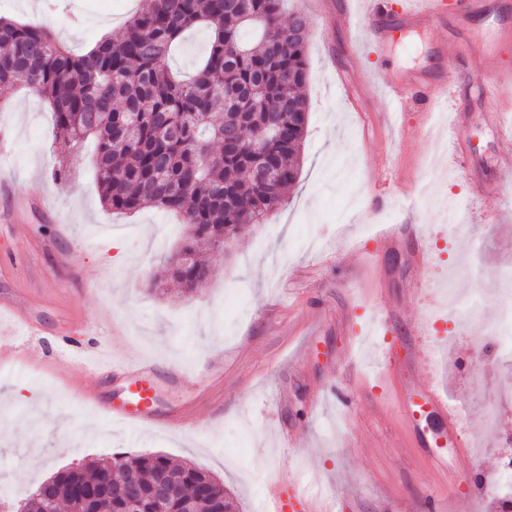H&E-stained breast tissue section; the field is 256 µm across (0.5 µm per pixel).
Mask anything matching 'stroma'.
Here are the masks:
<instances>
[{
  "mask_svg": "<svg viewBox=\"0 0 512 512\" xmlns=\"http://www.w3.org/2000/svg\"><path fill=\"white\" fill-rule=\"evenodd\" d=\"M139 0H0V14L36 20L55 29L73 50L94 44L104 31L125 32ZM72 17L57 26L59 14ZM449 31L433 26L415 42L398 39L396 65L434 68L436 42ZM311 101L298 182L266 223L227 245L199 251L213 268L205 287L182 292L166 272L184 242L179 217L147 207L118 214L99 199L94 146L71 149L72 170L53 180L57 162L52 111L44 99L0 89V298L13 300L40 328L22 338L35 348L27 363L0 366V485L31 491L58 469L115 454H162L193 462L214 474L236 500L238 512H257L267 484L298 479L318 492L324 512H421L427 497L441 512H488L489 495L446 483L410 445L393 393L426 376L457 413L467 443L457 453L440 435L437 418L423 425L433 451L449 471L482 467L497 477L500 450L512 438V371L477 350L463 333L435 334L430 320L444 293L463 302L480 293L479 318L498 314L496 294L512 272V182L493 178L496 157L512 151L487 121L492 94L512 95V55L497 73L471 60L462 89L469 121L455 146L435 152L437 123L453 103L431 105L435 123L413 140L400 131L365 143L357 115L341 99L336 76L352 84L382 74L365 27L311 20L308 39ZM484 179L481 196L469 183ZM414 224L420 246L365 234L368 225ZM122 241L125 262L114 259ZM383 269L387 288L375 297L371 283ZM393 322L384 337L367 340L375 309ZM349 327H340L341 317ZM111 342L117 358L174 366L182 385L157 381L159 412L211 392L198 413L211 421L201 431L159 425L132 428L72 392L96 384L79 367L56 363L69 337ZM485 373L470 382L472 367ZM499 406L494 431L479 427L484 403Z\"/></svg>",
  "mask_w": 512,
  "mask_h": 512,
  "instance_id": "stroma-1",
  "label": "stroma"
}]
</instances>
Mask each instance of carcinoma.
I'll use <instances>...</instances> for the list:
<instances>
[{
	"mask_svg": "<svg viewBox=\"0 0 512 512\" xmlns=\"http://www.w3.org/2000/svg\"><path fill=\"white\" fill-rule=\"evenodd\" d=\"M122 38L76 54L39 23L0 17V88L26 89L50 104L59 151L91 138L103 205L120 213L152 205L178 214L192 249L248 231L282 204L296 183L309 103L308 19L285 0H140ZM208 31L196 72L182 79L170 57L185 34ZM258 31L246 40L243 32ZM269 164L276 174L254 180ZM170 271L191 292L211 277L199 262ZM169 485L164 504L160 481ZM117 481L138 490L136 512H234L224 482L165 455H117L58 470L23 498L26 512H127Z\"/></svg>",
	"mask_w": 512,
	"mask_h": 512,
	"instance_id": "obj_1",
	"label": "carcinoma"
}]
</instances>
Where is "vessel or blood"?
Here are the masks:
<instances>
[{
	"mask_svg": "<svg viewBox=\"0 0 512 512\" xmlns=\"http://www.w3.org/2000/svg\"><path fill=\"white\" fill-rule=\"evenodd\" d=\"M482 0H422L421 6L392 10L388 0H367L364 15L353 10L343 13L346 25L364 19L369 31L371 47L377 56L385 57L391 52L399 33L423 28L432 24L453 26V35L440 41L435 47L439 60L437 69L430 73L415 70H399L385 74L383 84L367 81L370 93L380 94L388 103L389 112L379 113L378 121L389 118L390 111L405 109L410 98L418 97L431 104L439 100L460 98L462 81L469 60L480 59L486 68H495L501 61L506 46L502 28L493 27L485 31L467 30L463 21L482 11ZM512 112V96L498 95L494 98L492 119L499 136L512 140V125L502 122L504 113ZM467 120V110L459 105L451 114L452 130H462ZM60 361L71 364L91 365L95 374L108 375L118 372L125 383L126 394L120 401L108 406L112 416L139 426L159 422L154 410V389L150 384L153 367L146 362L117 364L103 355L102 346L87 349L75 346L59 353ZM423 394L432 416L436 417L443 432L456 431V422L448 409L447 401L431 386H424ZM397 407L410 432L411 443L417 448L430 447V439L419 424V418L406 391H399ZM166 427L180 429L199 428L194 405H182L164 422ZM430 466L437 477L450 478L452 483L464 482L473 490L484 488V473L474 467L462 472H449L447 464L431 460ZM262 512H319L318 499L305 486L297 482H276L271 489L270 501L264 502Z\"/></svg>",
	"mask_w": 512,
	"mask_h": 512,
	"instance_id": "obj_1",
	"label": "vessel or blood"
}]
</instances>
